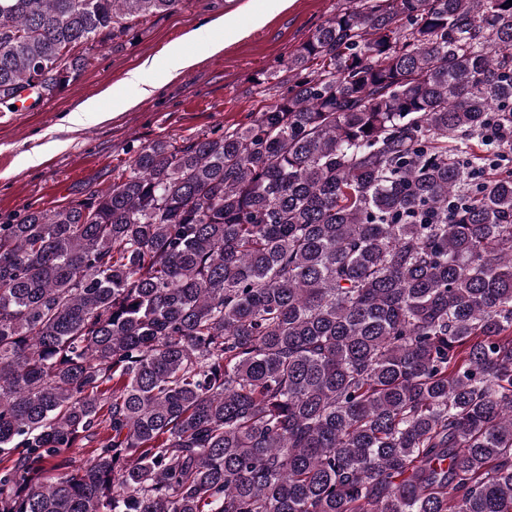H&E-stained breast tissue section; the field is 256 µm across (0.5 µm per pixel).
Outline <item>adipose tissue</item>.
I'll use <instances>...</instances> for the list:
<instances>
[{"instance_id": "adipose-tissue-1", "label": "adipose tissue", "mask_w": 512, "mask_h": 512, "mask_svg": "<svg viewBox=\"0 0 512 512\" xmlns=\"http://www.w3.org/2000/svg\"><path fill=\"white\" fill-rule=\"evenodd\" d=\"M195 63L194 57L187 54L180 44H172L165 50L162 63L147 60L128 74L126 84L128 93H114L113 109L117 112L131 108L139 97L148 95L165 83L190 69ZM152 73V81H145V73Z\"/></svg>"}]
</instances>
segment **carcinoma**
Instances as JSON below:
<instances>
[{
  "label": "carcinoma",
  "instance_id": "cac0c4a2",
  "mask_svg": "<svg viewBox=\"0 0 512 512\" xmlns=\"http://www.w3.org/2000/svg\"><path fill=\"white\" fill-rule=\"evenodd\" d=\"M181 2L0 0V112ZM344 2L0 224V512H512V6Z\"/></svg>",
  "mask_w": 512,
  "mask_h": 512
}]
</instances>
